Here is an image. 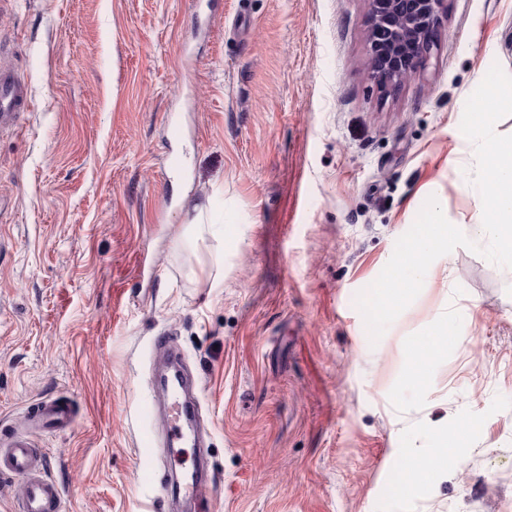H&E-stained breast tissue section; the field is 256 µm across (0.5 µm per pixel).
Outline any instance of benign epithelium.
<instances>
[{"label":"benign epithelium","mask_w":512,"mask_h":512,"mask_svg":"<svg viewBox=\"0 0 512 512\" xmlns=\"http://www.w3.org/2000/svg\"><path fill=\"white\" fill-rule=\"evenodd\" d=\"M369 67L378 86L399 87L430 57L445 0H368Z\"/></svg>","instance_id":"7a95c632"}]
</instances>
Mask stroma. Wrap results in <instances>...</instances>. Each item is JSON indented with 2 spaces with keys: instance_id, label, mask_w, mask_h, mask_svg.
Masks as SVG:
<instances>
[{
  "instance_id": "obj_1",
  "label": "stroma",
  "mask_w": 512,
  "mask_h": 512,
  "mask_svg": "<svg viewBox=\"0 0 512 512\" xmlns=\"http://www.w3.org/2000/svg\"><path fill=\"white\" fill-rule=\"evenodd\" d=\"M222 2L0 0L30 100L0 128V435L69 401L70 426L34 436L61 512H160L140 408L168 336L201 384L210 512H505L512 270L456 248L375 345L355 297L428 197L476 217L460 125L492 65L512 74V0H445L428 64L387 94L367 0ZM212 201L224 223L193 240ZM469 419L460 468L400 492ZM448 329L446 323H439L436 329L428 335V337L416 347L414 355V371L409 375V379L413 382H420L423 377V369L431 354L447 346Z\"/></svg>"
}]
</instances>
